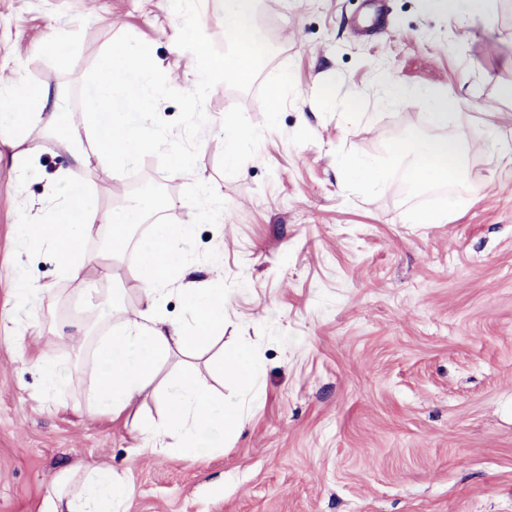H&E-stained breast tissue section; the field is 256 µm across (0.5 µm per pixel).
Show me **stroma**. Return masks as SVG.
<instances>
[{
  "mask_svg": "<svg viewBox=\"0 0 512 512\" xmlns=\"http://www.w3.org/2000/svg\"><path fill=\"white\" fill-rule=\"evenodd\" d=\"M491 21L426 10L424 0H258L256 27L272 48L255 85L215 86L204 110L196 164L226 208L198 227L187 249L191 275L221 277L224 338L246 342L254 381L219 390L242 407L223 450L195 461L145 451L135 416L158 418L159 402L136 400L118 418L88 411L89 280L60 279L53 255L27 243L19 207L48 222V185L73 167L40 129L20 147L37 165L19 169L0 139V512H43L56 474L107 465L132 485L127 512H512V166L476 151L512 128V0H490ZM170 0H0V87L16 71L48 85L78 114L99 56L126 40L162 63L184 90L193 55L176 45ZM66 44L42 50L47 32ZM386 68L410 89L449 91L464 116L448 133L467 144L465 176L448 187L409 181L406 135L437 130L424 107L385 103L375 83ZM283 106L265 112L269 86ZM243 167L224 169L225 136ZM364 157L385 188L355 182L348 160ZM76 177L103 205L130 185L164 188L170 221H188V181L146 157L137 174L93 160ZM456 199L445 224H416L421 210ZM49 292L37 314L18 310L14 274ZM38 319L40 331L16 340ZM78 368L45 397V380L20 349Z\"/></svg>",
  "mask_w": 512,
  "mask_h": 512,
  "instance_id": "1",
  "label": "stroma"
}]
</instances>
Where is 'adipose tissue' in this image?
I'll return each mask as SVG.
<instances>
[{
  "instance_id": "1",
  "label": "adipose tissue",
  "mask_w": 512,
  "mask_h": 512,
  "mask_svg": "<svg viewBox=\"0 0 512 512\" xmlns=\"http://www.w3.org/2000/svg\"><path fill=\"white\" fill-rule=\"evenodd\" d=\"M159 62L133 44L103 53L92 74V93L82 108V119L73 122L48 107V87H31L17 76L7 93H0V133H16L39 126L55 130L71 153L76 168H86L92 158L133 167L153 152L157 140L150 134L144 103L147 89L157 78ZM384 99L391 104L426 107L425 119L433 126L448 125L461 102L446 91H411L389 73L378 76ZM406 144L412 157L407 176L411 182L433 185L464 172L465 148L453 137L424 138L409 133ZM61 202L51 222L32 221L29 208L19 211L24 240L46 247L55 257L61 276L76 280L95 275L115 279L128 251H135L141 278L135 318H128L123 289H113L98 305V316L107 324L106 335L97 337L92 355L97 370L90 392L93 413L119 417L136 397L162 395L161 420L142 419L137 428L151 444L170 443L174 453L195 460L212 453L219 442L241 423L237 404L216 396L200 377L199 361L216 372H229L248 380L259 366L241 344L220 345L224 330V291L183 282L186 246L195 235V218L214 214L219 202L206 188L188 201V224H170L161 217L164 203L143 197L119 206L98 204L73 170L58 172L49 187ZM145 238H136L139 226ZM104 238V251L90 255L85 242ZM179 289L191 317L190 324L170 318L166 302ZM182 367L167 383H159L161 368L173 358ZM133 493L126 479L111 467L87 466L62 470L55 490L46 502L48 512H126Z\"/></svg>"
}]
</instances>
